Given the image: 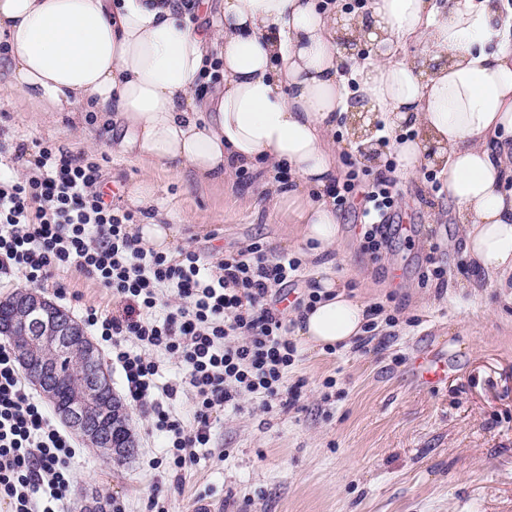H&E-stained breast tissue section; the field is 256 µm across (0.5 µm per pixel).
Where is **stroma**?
<instances>
[{
  "instance_id": "35a3bbf8",
  "label": "stroma",
  "mask_w": 512,
  "mask_h": 512,
  "mask_svg": "<svg viewBox=\"0 0 512 512\" xmlns=\"http://www.w3.org/2000/svg\"><path fill=\"white\" fill-rule=\"evenodd\" d=\"M68 125L42 117L19 94L0 98V142L32 149L48 141L82 153ZM86 151L102 164L113 204L126 206L141 164L100 144ZM430 173L396 176L398 209L418 236L373 254L354 212L340 217L344 286L396 319L379 322L368 353L299 347L285 382L298 390L296 405L268 412L243 396L242 411L223 416L212 447L178 474L151 468L162 440L148 437L145 414L128 406L134 456L119 466L72 437L75 488L98 491L125 512H147L157 482L165 512H512V306L493 286L478 296L464 288L472 271L454 207L432 189ZM154 179L175 248L215 259L257 242L271 256L304 257L292 217L268 203L260 173L240 168L218 187L162 172ZM431 264L443 279H424ZM43 292L78 320L86 306L112 305L104 288L78 274ZM437 355L447 359L448 377L426 382L418 365Z\"/></svg>"
}]
</instances>
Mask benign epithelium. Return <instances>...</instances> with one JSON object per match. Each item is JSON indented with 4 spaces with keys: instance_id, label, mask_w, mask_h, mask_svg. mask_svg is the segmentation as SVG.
Segmentation results:
<instances>
[{
    "instance_id": "7a95c632",
    "label": "benign epithelium",
    "mask_w": 512,
    "mask_h": 512,
    "mask_svg": "<svg viewBox=\"0 0 512 512\" xmlns=\"http://www.w3.org/2000/svg\"><path fill=\"white\" fill-rule=\"evenodd\" d=\"M12 320L9 327L26 328L28 339L14 344L18 360L30 380L43 392L55 414L69 428L79 433L93 448H109L121 460L132 453L133 442L124 439L115 445L111 424L125 415L112 391V386L99 372L86 376L71 399L60 403L56 396L57 369L53 358L64 353L75 361L96 354L95 344L81 325L66 311L51 308L44 297L31 290H22L10 304Z\"/></svg>"
}]
</instances>
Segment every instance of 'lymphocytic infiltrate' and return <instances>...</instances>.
Listing matches in <instances>:
<instances>
[{"label": "lymphocytic infiltrate", "instance_id": "1", "mask_svg": "<svg viewBox=\"0 0 512 512\" xmlns=\"http://www.w3.org/2000/svg\"><path fill=\"white\" fill-rule=\"evenodd\" d=\"M24 176H17L18 168ZM96 159L54 144L0 145V271L40 288L76 272L97 281L121 314L88 307L84 321L109 342L130 402L165 434V457L177 471L208 447L226 408L243 394L265 409L283 400L297 346L272 293L297 280L302 262L268 256L259 243L211 260L192 248L171 256L146 246L135 211L112 204L101 189ZM398 192L385 174L369 180L349 172L331 192L338 209L358 207L369 251L394 233ZM174 358L178 378L159 383L158 355ZM189 396L192 423L169 405ZM68 437L28 390L9 342H0V501L9 512H61L72 490Z\"/></svg>", "mask_w": 512, "mask_h": 512}]
</instances>
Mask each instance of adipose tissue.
I'll return each instance as SVG.
<instances>
[{
  "instance_id": "obj_1",
  "label": "adipose tissue",
  "mask_w": 512,
  "mask_h": 512,
  "mask_svg": "<svg viewBox=\"0 0 512 512\" xmlns=\"http://www.w3.org/2000/svg\"><path fill=\"white\" fill-rule=\"evenodd\" d=\"M184 0H0V92L71 118L95 113L113 154L141 163L129 194L149 213L139 234L172 249L150 175L223 184L239 167H287L269 184L310 243L313 306L295 312L310 348L350 347L367 302L349 296L329 252L340 243L326 191L341 175L333 135L344 115L374 112L408 127L388 151L398 170L437 171L456 207L473 275L512 304V6L507 0H221L211 25ZM372 43L358 58L355 45ZM355 79L349 91L347 79ZM210 83L207 94L199 81Z\"/></svg>"
}]
</instances>
